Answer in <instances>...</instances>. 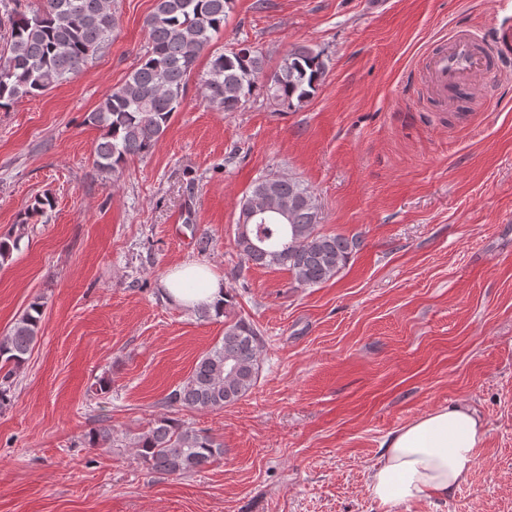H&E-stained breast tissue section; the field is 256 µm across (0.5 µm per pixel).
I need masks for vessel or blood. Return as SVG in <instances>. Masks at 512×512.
Returning <instances> with one entry per match:
<instances>
[{
  "label": "vessel or blood",
  "mask_w": 512,
  "mask_h": 512,
  "mask_svg": "<svg viewBox=\"0 0 512 512\" xmlns=\"http://www.w3.org/2000/svg\"><path fill=\"white\" fill-rule=\"evenodd\" d=\"M512 66V31L493 27L478 35L456 33L428 51L426 67L440 97L449 85L471 86L474 78L499 79Z\"/></svg>",
  "instance_id": "obj_1"
}]
</instances>
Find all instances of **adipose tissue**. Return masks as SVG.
Masks as SVG:
<instances>
[{
	"label": "adipose tissue",
	"mask_w": 512,
	"mask_h": 512,
	"mask_svg": "<svg viewBox=\"0 0 512 512\" xmlns=\"http://www.w3.org/2000/svg\"><path fill=\"white\" fill-rule=\"evenodd\" d=\"M174 303L195 307L224 299V283L208 267L186 265L163 280ZM485 437L484 423L469 407L454 405L398 428L385 439L368 489L384 512L428 495L447 498L468 477L474 451Z\"/></svg>",
	"instance_id": "ef3b65f1"
}]
</instances>
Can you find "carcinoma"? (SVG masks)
Here are the masks:
<instances>
[{
    "label": "carcinoma",
    "instance_id": "carcinoma-1",
    "mask_svg": "<svg viewBox=\"0 0 512 512\" xmlns=\"http://www.w3.org/2000/svg\"><path fill=\"white\" fill-rule=\"evenodd\" d=\"M17 0H0V27L7 53L0 56V109L25 96L41 94L83 66L112 35L114 17L107 0H35L27 10ZM230 0H156L146 20L147 46L130 76L85 122L102 130L96 165L114 175L132 157L149 155L178 111L198 58L209 53L201 80L208 105L237 112L255 94L287 104H302L322 83L327 63L310 45L292 46L277 67L266 72L263 54L251 47L229 53L210 51L224 29ZM288 200V212L267 211L249 218L253 204L271 195ZM52 200L37 197L18 222V233L0 238V265L8 262L33 218ZM236 245L247 263L280 267L300 287L312 288L333 277L357 242L318 230L314 192L301 181L269 174L255 180L240 201ZM224 337L196 362L190 375L166 396L174 411L220 410L245 397L257 383L263 336L253 321L235 313L224 299ZM43 306L32 302L9 331L0 335V407L11 401L13 378L24 365L41 330ZM132 448L146 468L176 478L195 473L224 453L208 431L160 417L137 433L102 425L88 445Z\"/></svg>",
    "mask_w": 512,
    "mask_h": 512
}]
</instances>
